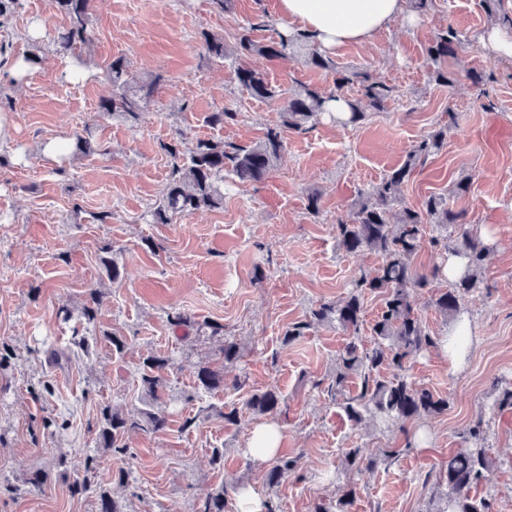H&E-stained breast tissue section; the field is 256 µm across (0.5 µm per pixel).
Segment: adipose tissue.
Returning <instances> with one entry per match:
<instances>
[{"label":"adipose tissue","mask_w":512,"mask_h":512,"mask_svg":"<svg viewBox=\"0 0 512 512\" xmlns=\"http://www.w3.org/2000/svg\"><path fill=\"white\" fill-rule=\"evenodd\" d=\"M405 0H279L280 14L295 31L314 36L334 51L347 43L371 41L404 10Z\"/></svg>","instance_id":"ef3b65f1"}]
</instances>
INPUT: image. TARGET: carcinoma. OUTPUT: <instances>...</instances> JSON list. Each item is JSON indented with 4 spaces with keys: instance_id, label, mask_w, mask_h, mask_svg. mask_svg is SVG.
<instances>
[{
    "instance_id": "carcinoma-1",
    "label": "carcinoma",
    "mask_w": 512,
    "mask_h": 512,
    "mask_svg": "<svg viewBox=\"0 0 512 512\" xmlns=\"http://www.w3.org/2000/svg\"><path fill=\"white\" fill-rule=\"evenodd\" d=\"M50 7L68 20L57 37V52L78 56L92 41L90 0H50ZM267 27L269 21L256 19L240 29L231 48L224 43V36L204 31L201 33L202 49L210 59L233 56L236 63L234 78L238 85L255 99L281 102L280 122L267 127L263 138L248 145L214 138L199 139L186 155L181 154L176 143L165 145L164 150L173 158V164L162 200L151 211L153 223L169 224L177 216L221 207L226 173L242 184L263 181L280 159L284 130L296 133L309 130L318 117L327 113L328 102L336 99L334 95H326L307 85L287 89L274 85L265 73L246 65L249 57L261 55L273 59L303 52L309 66L333 75L336 90L357 87L359 98L346 99L349 112L341 119L345 124L355 125L364 120L365 112L360 108V102H365L375 112H382L394 97V86L367 72L338 66L318 50V45L306 33H280L267 42L257 40L254 31ZM463 44V34L447 28L435 35L425 51L428 59L438 64L456 56ZM104 76L112 85V96L101 99L100 111L130 118L143 110L147 99L163 80L160 74H130L122 57L112 60ZM446 139L447 128L442 127L417 141L400 166L360 194L348 218L337 220L335 230L339 246L349 253L365 250L378 253L382 256V264L373 275L360 274L346 299L319 302L312 308L310 320L293 324L284 335V342L294 341L305 335L315 322L336 323L348 332L347 343L336 355L327 391L340 399L347 417L354 422L362 421L366 415L385 422L403 421L421 414L441 413L448 407L447 401L431 390L416 387L397 374L410 356L437 345V338L422 328L412 302L413 294L433 287L434 281L444 275L439 266L429 272H420L411 263L423 241V225L446 227L467 223L466 211L448 207L442 196L431 195L416 207L401 203L402 186L420 164L444 147ZM75 150L84 155L106 154L91 134L76 136ZM451 254L466 260L465 270L448 282V289L438 295L435 303L443 314L456 316L460 314L463 297L480 285L478 272L485 259L486 247L477 235L465 229L454 240ZM368 293L382 296L383 310L372 326L370 343L365 344L359 333L363 325V300ZM102 302L100 291L88 289L87 300L80 307V318L87 324L94 323ZM169 320L173 326L192 329L199 335L224 337L219 348L221 367L207 363L200 365L197 389L213 391L224 387V367L237 363L242 357L237 341L224 335L223 325L199 320L185 312L171 313ZM171 363L172 359L164 356H150L143 361L140 371L142 407L126 411L109 406L101 409L96 437L101 452L126 458L130 451L126 442L129 434H153L166 428L167 418L161 410L167 389L163 373ZM382 366H391L396 373L382 377L379 374ZM353 377L360 379V388L351 396L346 393V387ZM282 403V394L270 388L251 394L246 406L257 415L273 419L282 413ZM342 454L348 468L370 471L378 459L392 456L393 451L377 448L369 453L364 448H344ZM295 467L293 458H274L265 473L268 489L278 487ZM50 479L51 473L36 469L22 478L16 489H38ZM490 479L491 464L484 448H469L448 456L445 480L451 493L450 512H491L487 499L476 500L470 496L472 490ZM72 491L95 499L99 512H126L121 501L88 476L73 483ZM355 494L356 491L346 485L338 498L316 503L313 512H349ZM228 497V490L221 486L201 500L196 512H227Z\"/></svg>"
}]
</instances>
